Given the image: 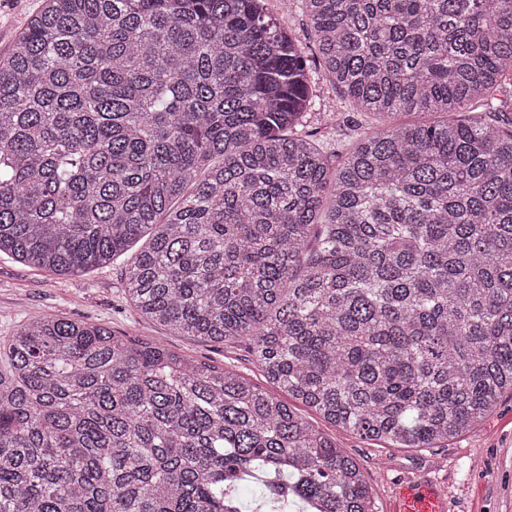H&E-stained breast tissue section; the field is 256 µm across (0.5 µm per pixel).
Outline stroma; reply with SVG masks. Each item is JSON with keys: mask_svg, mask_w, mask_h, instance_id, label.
Returning a JSON list of instances; mask_svg holds the SVG:
<instances>
[{"mask_svg": "<svg viewBox=\"0 0 512 512\" xmlns=\"http://www.w3.org/2000/svg\"><path fill=\"white\" fill-rule=\"evenodd\" d=\"M45 0H0V59L5 58L31 15ZM317 105H331L335 119L320 142L326 153L343 156L355 142L364 118L340 91L334 90L321 67H314ZM128 256L87 273L60 277L0 256V340L19 325L48 315L85 322H103L113 332L157 341L236 371L260 388L265 376L253 362L248 344H215L195 336L171 333L147 320L123 293L121 273ZM297 411L351 456L362 470L378 512H391L399 480L429 477L448 489L450 512H512V396L474 429L433 448H396L370 441L336 427L305 406Z\"/></svg>", "mask_w": 512, "mask_h": 512, "instance_id": "1", "label": "stroma"}]
</instances>
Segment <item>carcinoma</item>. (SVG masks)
<instances>
[{"label":"carcinoma","instance_id":"1","mask_svg":"<svg viewBox=\"0 0 512 512\" xmlns=\"http://www.w3.org/2000/svg\"><path fill=\"white\" fill-rule=\"evenodd\" d=\"M369 126L303 130L305 47L265 0H47L0 62V255L126 266L174 333L246 339L363 439L431 448L512 394V0H303ZM436 113L433 125L387 121ZM376 512L357 463L242 376L104 324L0 342V512Z\"/></svg>","mask_w":512,"mask_h":512}]
</instances>
